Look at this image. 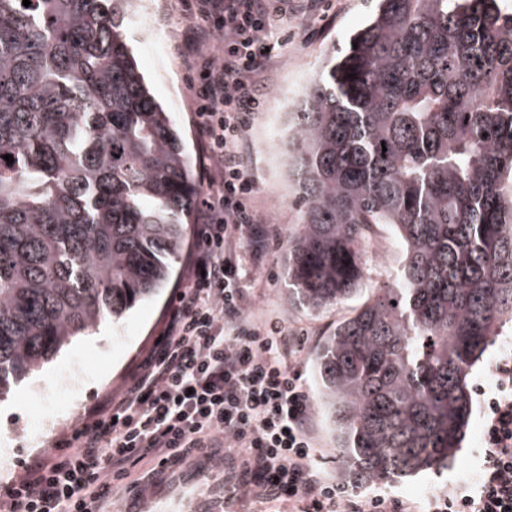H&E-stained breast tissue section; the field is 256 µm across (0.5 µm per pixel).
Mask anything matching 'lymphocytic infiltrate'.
Here are the masks:
<instances>
[{"label": "lymphocytic infiltrate", "instance_id": "1", "mask_svg": "<svg viewBox=\"0 0 512 512\" xmlns=\"http://www.w3.org/2000/svg\"><path fill=\"white\" fill-rule=\"evenodd\" d=\"M199 17L189 84L204 136L207 194L186 282L160 339L125 386L86 411L67 450L29 464L0 494V512H112V484L133 495L157 467L199 452L290 512H507L512 507V352L494 367L484 414V462L474 483L420 503L379 493L353 496L319 466L311 406L289 363L298 337L273 319H250L246 287L263 258L266 231L255 181L240 158L250 113L262 105V62L278 43L288 0H181ZM252 242L242 254L241 237Z\"/></svg>", "mask_w": 512, "mask_h": 512}]
</instances>
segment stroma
Wrapping results in <instances>:
<instances>
[{"label": "stroma", "mask_w": 512, "mask_h": 512, "mask_svg": "<svg viewBox=\"0 0 512 512\" xmlns=\"http://www.w3.org/2000/svg\"><path fill=\"white\" fill-rule=\"evenodd\" d=\"M161 2L157 15L137 19L128 25L127 33L135 43L139 66L152 92L184 133L189 169L203 193L207 190L200 181L203 143L195 124L189 72L182 55L197 20L182 11L180 0ZM371 7V0H290L288 15L282 21L288 39L276 47L260 88L265 105L250 114L243 134V156L252 169L258 213L266 221L268 238L267 253L249 283V313L279 320L288 331L303 334L301 349L292 363L299 368L312 399L318 392L316 349L339 322L353 316L381 289L397 287L404 245L393 225H373L368 240L376 249L361 255L363 281L355 296L311 310L289 294L285 267L288 238L298 230L303 214L282 168V114L289 105L299 102L310 78L324 66L334 48L344 45ZM145 25L154 26L161 55L148 52L143 44L141 28ZM186 275L187 260L182 257L169 285L156 297L138 303L118 321L103 322L96 336L72 338L52 359L15 383L7 394L0 395V489L34 458L52 451L61 437L70 435L85 411L127 383L164 327L173 295ZM510 339L512 321L507 320L501 323L497 336L470 372L471 432L463 439L458 462L439 473L380 484V492L394 500L417 502L423 496L446 491L454 482L472 478L481 465V446L472 432L483 426L484 400L495 387L494 365L504 342ZM77 364L82 367L79 385L67 404H59L57 387ZM310 430L325 453L324 467L329 476L336 483L345 484L348 493L365 492V483L346 484L336 436L323 410L312 409Z\"/></svg>", "instance_id": "obj_1"}]
</instances>
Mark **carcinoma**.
Masks as SVG:
<instances>
[{"label": "carcinoma", "mask_w": 512, "mask_h": 512, "mask_svg": "<svg viewBox=\"0 0 512 512\" xmlns=\"http://www.w3.org/2000/svg\"><path fill=\"white\" fill-rule=\"evenodd\" d=\"M124 2L0 0V394L166 287L185 244L197 188ZM285 153L303 209L288 284L305 306L359 290L372 225L405 244L401 287L314 356L346 477L448 467L470 370L512 316V14L377 0L288 113Z\"/></svg>", "instance_id": "cac0c4a2"}]
</instances>
